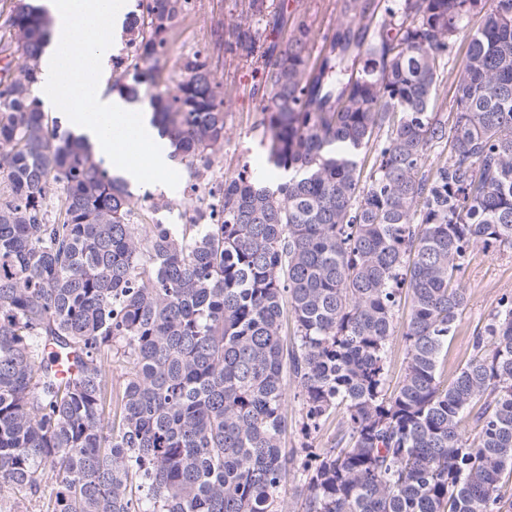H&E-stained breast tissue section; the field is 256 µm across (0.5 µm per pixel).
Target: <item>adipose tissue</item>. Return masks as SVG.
<instances>
[{
    "mask_svg": "<svg viewBox=\"0 0 512 512\" xmlns=\"http://www.w3.org/2000/svg\"><path fill=\"white\" fill-rule=\"evenodd\" d=\"M52 20L51 33L40 56V81L35 92L45 109L61 112L67 127L91 146L95 155L110 161L119 177L150 188L171 182L175 174L172 149L161 138L148 112H134L125 94L104 81L110 71L115 37L122 29L132 0H29ZM70 49L71 66L82 71L92 62L93 95L77 105L61 107L55 94L64 76L61 49Z\"/></svg>",
    "mask_w": 512,
    "mask_h": 512,
    "instance_id": "1",
    "label": "adipose tissue"
}]
</instances>
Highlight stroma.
Returning a JSON list of instances; mask_svg holds the SVG:
<instances>
[{
    "label": "stroma",
    "mask_w": 512,
    "mask_h": 512,
    "mask_svg": "<svg viewBox=\"0 0 512 512\" xmlns=\"http://www.w3.org/2000/svg\"><path fill=\"white\" fill-rule=\"evenodd\" d=\"M246 0H193L187 12L177 21L170 37V50L162 62L166 79H175L181 73L184 60L194 52L207 48L211 51L212 72L216 83L231 89L233 98L226 117L224 148L213 160L216 176L232 174L242 165L259 169L265 165L264 149L252 126L257 116L259 101L252 94L256 82L254 64L229 61L222 50L216 49L215 31L224 22L237 15ZM467 294L463 318L448 348L443 352L442 378L451 381L472 354L473 338L483 328L498 297L512 292V250L501 252L475 248L461 278ZM288 429L286 445L290 448L331 447L336 435V424H327L319 433L305 434L301 429L298 402L289 401L285 411Z\"/></svg>",
    "instance_id": "1"
}]
</instances>
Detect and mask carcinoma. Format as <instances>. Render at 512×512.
Segmentation results:
<instances>
[{
	"instance_id": "cac0c4a2",
	"label": "carcinoma",
	"mask_w": 512,
	"mask_h": 512,
	"mask_svg": "<svg viewBox=\"0 0 512 512\" xmlns=\"http://www.w3.org/2000/svg\"><path fill=\"white\" fill-rule=\"evenodd\" d=\"M141 6L133 74L113 86L149 98L192 192L186 223L151 231L142 211L173 203L134 195L49 122L32 96L44 14L10 0L26 64L0 79V486L52 482L40 512H502L512 293L451 382L439 361L472 250H512V0H399L386 19L378 0H336L347 22L316 52L299 11L291 31L276 12L285 36L260 41L269 5L248 0L216 45L259 64L253 129L267 168L288 174L277 184L246 164L214 178L232 91L201 50L165 85L159 62L189 0ZM117 346L128 370L111 416ZM55 353L76 369L60 374ZM287 371L305 434L341 414L337 445L302 449L295 474ZM290 475L298 507L281 497Z\"/></svg>"
}]
</instances>
